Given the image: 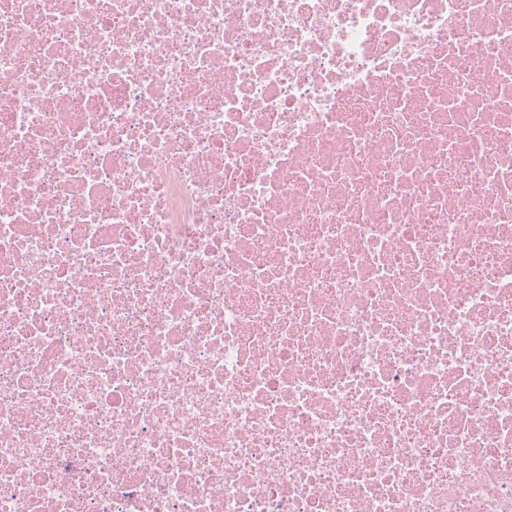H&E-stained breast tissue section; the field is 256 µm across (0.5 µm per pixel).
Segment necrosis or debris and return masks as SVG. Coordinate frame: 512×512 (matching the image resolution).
I'll return each instance as SVG.
<instances>
[{
	"mask_svg": "<svg viewBox=\"0 0 512 512\" xmlns=\"http://www.w3.org/2000/svg\"><path fill=\"white\" fill-rule=\"evenodd\" d=\"M0 512H512V0H0Z\"/></svg>",
	"mask_w": 512,
	"mask_h": 512,
	"instance_id": "4bbe7bcc",
	"label": "necrosis or debris"
}]
</instances>
